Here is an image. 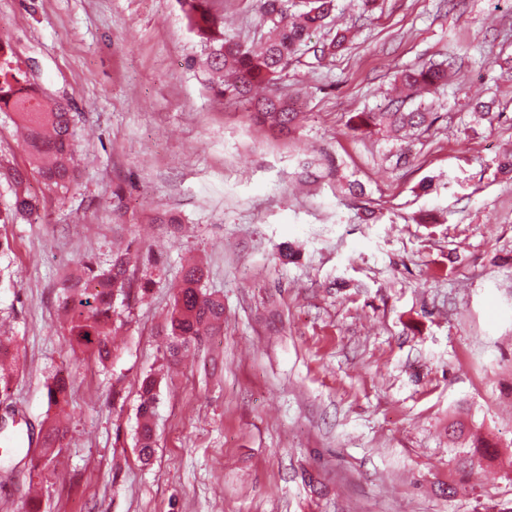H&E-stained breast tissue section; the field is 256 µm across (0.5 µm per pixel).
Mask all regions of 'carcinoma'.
I'll list each match as a JSON object with an SVG mask.
<instances>
[{"instance_id": "carcinoma-1", "label": "carcinoma", "mask_w": 512, "mask_h": 512, "mask_svg": "<svg viewBox=\"0 0 512 512\" xmlns=\"http://www.w3.org/2000/svg\"><path fill=\"white\" fill-rule=\"evenodd\" d=\"M217 0H177L190 32L199 38L203 50L202 72L206 87L218 98L246 105L248 116L279 134L290 132L299 112L293 99L279 92L278 84L285 70L308 51L322 59L345 48L347 36L341 32L309 47L316 31L332 28L336 0H260V23L266 28L260 48L255 49L224 31V14ZM402 87L413 93L430 91L448 80L445 63L429 62L403 71L398 77ZM11 112L14 123L27 137L31 168L10 167L0 175L13 186L10 208L0 210V224H11L19 216H31L37 209L29 193L30 176L38 173L49 187L64 188L71 181L76 153L73 140V115L68 106L45 100L26 72L13 65L10 53L0 43V112ZM428 113L417 107L409 109L404 101H391L384 112H358L351 117L354 127L386 129L406 133L422 127ZM130 250L114 252L102 262L84 256V287L61 283L59 298L70 312V336L82 352L105 360L110 355L111 334L119 331L125 320L115 302H126L133 292L145 294L150 282H138L132 268ZM207 276L204 266L189 265L182 270L168 318L164 357L181 361L201 345L203 338L224 329V301L202 288ZM68 383L54 377L47 387L49 404L63 399ZM160 392L156 374H146L139 386L138 426L135 448L139 458L150 461L155 453L156 433L153 418ZM62 450L60 429L52 425L43 436L40 448L26 455L33 471H45Z\"/></svg>"}]
</instances>
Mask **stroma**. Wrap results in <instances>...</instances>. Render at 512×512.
<instances>
[{
  "label": "stroma",
  "instance_id": "1",
  "mask_svg": "<svg viewBox=\"0 0 512 512\" xmlns=\"http://www.w3.org/2000/svg\"><path fill=\"white\" fill-rule=\"evenodd\" d=\"M257 3L222 0L226 32L259 37ZM335 24L345 49L305 54L283 78L302 119L282 136L207 92L176 0H0V40L69 105L77 144L69 191L31 180L37 218L0 224L12 245L0 330L19 346L12 431L65 433L37 480L12 450L0 512L35 492L42 512H512V180L499 169L512 0H380L368 13L336 0ZM457 43L468 53L447 85L415 99L428 127L351 128L387 107L399 70ZM163 213L175 223H155ZM130 245L150 291L124 310L111 356L87 358L61 283L79 278L78 257ZM189 258L223 298L224 328L173 365L163 344ZM150 371L163 380L145 464L134 443ZM61 372L70 395L48 405ZM477 437L499 455L464 466Z\"/></svg>",
  "mask_w": 512,
  "mask_h": 512
}]
</instances>
